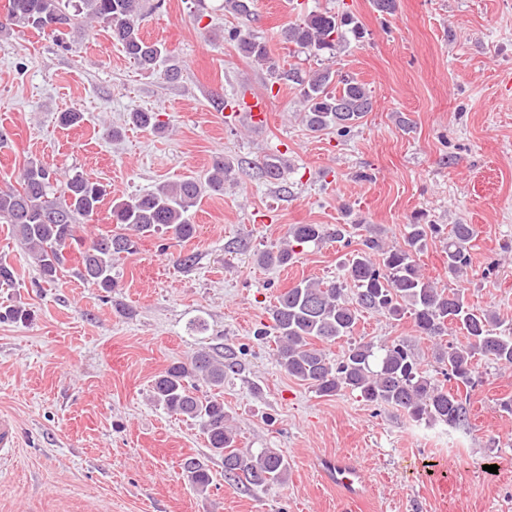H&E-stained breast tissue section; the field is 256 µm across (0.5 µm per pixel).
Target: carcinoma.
Returning a JSON list of instances; mask_svg holds the SVG:
<instances>
[{
  "mask_svg": "<svg viewBox=\"0 0 512 512\" xmlns=\"http://www.w3.org/2000/svg\"><path fill=\"white\" fill-rule=\"evenodd\" d=\"M144 0H9L0 32L15 26L49 33L63 40L64 28L76 23L97 24L110 31L136 64L153 68L168 61L169 51L161 42L142 36ZM284 42L327 60L337 57L350 40L364 38V30L350 12L312 10L282 31ZM228 39L252 62L270 63L264 42L251 33L233 28ZM288 80L299 86L305 111L302 121L313 132L336 130L348 135L373 109L372 91L355 77L326 67L304 72L289 68ZM133 125L154 130L165 129L157 112L130 113ZM235 166L227 158H217L206 181L195 177L162 184L146 194L130 195L112 201L114 229L90 239L80 235L81 220L91 219L107 195L104 185L75 173L59 184L56 172L37 159L28 160L22 169L19 187L0 189V219L12 226L14 237L24 245L45 283L59 279L66 257L64 250L78 246L77 275L105 295L118 287L112 275L122 255L136 252L138 240L158 233H169L178 240L195 236L196 225L190 210L205 189L224 190ZM405 245L389 246L367 236L362 248L344 263L335 280H302L277 296L271 310L276 339V362L289 376L320 395L331 397L343 390L357 392L377 405L404 411L416 423L458 427L467 421V399L446 382L455 381L465 389L479 382L475 370L478 357L499 367L512 368V332L500 328L490 310L469 304L462 288H440L422 272L417 261L442 229L437 224H410ZM345 225L328 229L321 224H291L285 240L259 255L263 265H286L296 248L318 244L325 239L341 241ZM477 231L471 224H455L445 238L444 253L448 269L460 273L472 265L471 248ZM375 312L399 321L413 318L421 336H444L454 328L463 331L467 344L450 342L439 347L437 360L442 365L439 380L419 368L407 346L398 341L379 348L372 343L352 344L340 358L331 359L317 343H334L352 334L360 314ZM31 313L20 306L0 310V322L26 321ZM236 352L210 347L197 350L190 359L171 364L156 376L152 399L169 413L197 420L211 451L224 456V478L255 488L283 484L288 478V461L274 448L257 453L236 449V432L224 410V401L211 395L196 394L194 380L203 378L215 388L237 372ZM183 470L192 484L204 494L212 483L209 470L197 458H188Z\"/></svg>",
  "mask_w": 512,
  "mask_h": 512,
  "instance_id": "1",
  "label": "carcinoma"
}]
</instances>
